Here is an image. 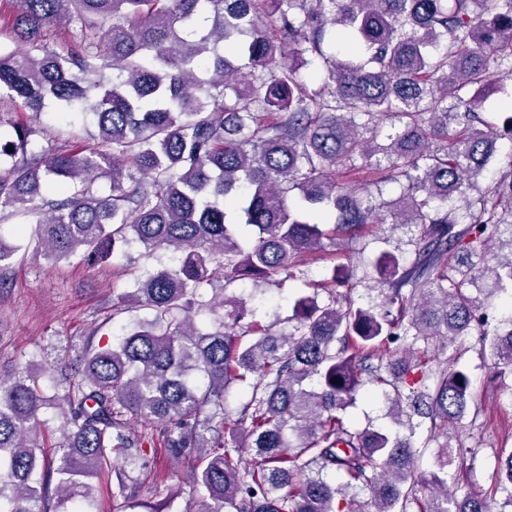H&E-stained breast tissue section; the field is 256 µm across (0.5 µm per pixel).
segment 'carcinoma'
Returning a JSON list of instances; mask_svg holds the SVG:
<instances>
[{"mask_svg":"<svg viewBox=\"0 0 512 512\" xmlns=\"http://www.w3.org/2000/svg\"><path fill=\"white\" fill-rule=\"evenodd\" d=\"M0 35L13 44L1 99L35 116L90 114L98 129L90 148L30 150L38 129L12 125L0 213L35 219L34 252L49 259L95 263L133 244L173 258L112 304L114 317L147 311L112 344L0 378V512H88L107 470L116 512H162L137 501L132 477L154 435L194 456L196 512H494L499 492L512 506V452L497 456L490 491L460 498L453 451L420 473L400 432L415 416L458 423L475 404L459 356L433 367L434 340L477 329L496 374H512V314L486 311L512 287V256L481 268L490 240L512 248V155L488 175L512 115L481 99L512 77V0H16ZM316 59L325 77L310 88L299 72ZM339 168L362 172L361 187L336 183ZM388 184L397 199H382ZM386 212L418 236L413 259L383 250L370 262L383 309L355 301L343 264L304 282L274 332L256 320L263 301L250 304L262 289L229 291L293 280L312 255L336 261L325 242L357 240ZM407 336L419 355L396 346ZM364 374L386 388L396 429L346 422ZM236 385L249 398L231 420ZM47 409L62 433L52 457L38 437ZM357 487L370 492L362 507L336 505Z\"/></svg>","mask_w":512,"mask_h":512,"instance_id":"carcinoma-1","label":"carcinoma"}]
</instances>
